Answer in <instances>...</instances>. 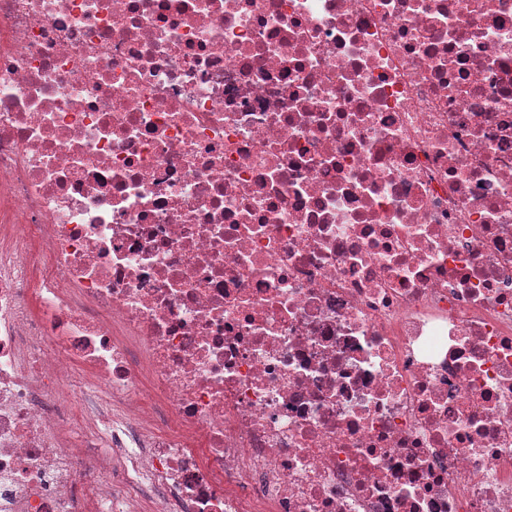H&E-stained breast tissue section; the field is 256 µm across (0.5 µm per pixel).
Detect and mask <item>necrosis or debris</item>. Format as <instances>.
<instances>
[{
	"mask_svg": "<svg viewBox=\"0 0 512 512\" xmlns=\"http://www.w3.org/2000/svg\"><path fill=\"white\" fill-rule=\"evenodd\" d=\"M0 512H512V0H0Z\"/></svg>",
	"mask_w": 512,
	"mask_h": 512,
	"instance_id": "4bbe7bcc",
	"label": "necrosis or debris"
}]
</instances>
